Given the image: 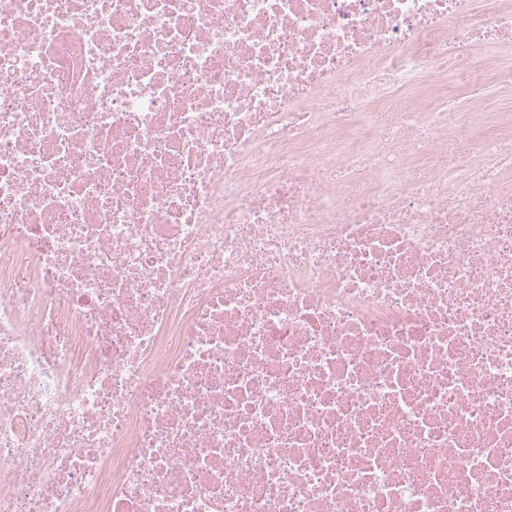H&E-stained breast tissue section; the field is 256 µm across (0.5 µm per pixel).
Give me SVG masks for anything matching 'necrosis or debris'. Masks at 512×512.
<instances>
[{
  "mask_svg": "<svg viewBox=\"0 0 512 512\" xmlns=\"http://www.w3.org/2000/svg\"><path fill=\"white\" fill-rule=\"evenodd\" d=\"M512 0H0V512H512ZM448 84L453 85V90L458 97L459 109L465 110L468 103L475 98L483 96V89L478 82L467 81L455 76L448 79Z\"/></svg>",
  "mask_w": 512,
  "mask_h": 512,
  "instance_id": "necrosis-or-debris-1",
  "label": "necrosis or debris"
}]
</instances>
